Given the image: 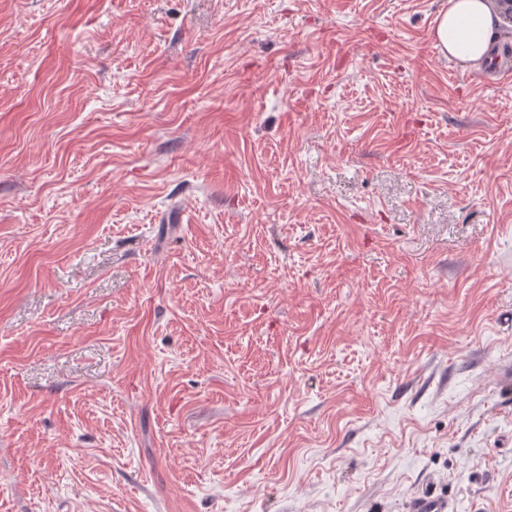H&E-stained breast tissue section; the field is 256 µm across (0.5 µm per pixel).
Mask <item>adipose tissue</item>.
I'll return each mask as SVG.
<instances>
[{"instance_id":"ef3b65f1","label":"adipose tissue","mask_w":512,"mask_h":512,"mask_svg":"<svg viewBox=\"0 0 512 512\" xmlns=\"http://www.w3.org/2000/svg\"><path fill=\"white\" fill-rule=\"evenodd\" d=\"M503 22L487 0H448L434 27L435 46L444 55L476 66L485 62Z\"/></svg>"}]
</instances>
